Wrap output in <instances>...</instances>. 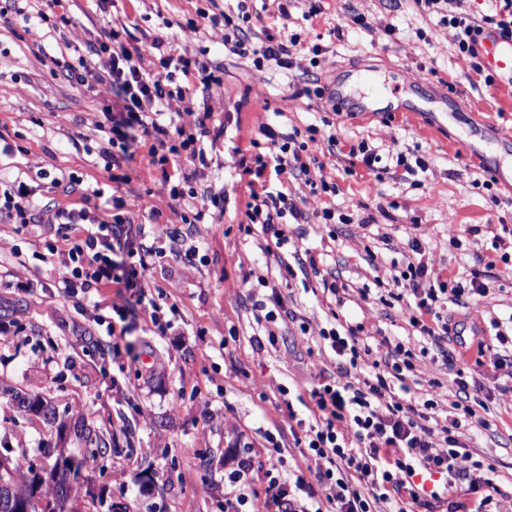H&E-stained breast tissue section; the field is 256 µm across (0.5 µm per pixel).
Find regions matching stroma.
Masks as SVG:
<instances>
[{
	"instance_id": "35a3bbf8",
	"label": "stroma",
	"mask_w": 512,
	"mask_h": 512,
	"mask_svg": "<svg viewBox=\"0 0 512 512\" xmlns=\"http://www.w3.org/2000/svg\"><path fill=\"white\" fill-rule=\"evenodd\" d=\"M242 1L263 18L253 28L254 44L299 33L304 47L323 48L315 67L288 70L269 61L255 68L225 50L220 25L181 35L201 0H112L105 12L97 0H68L69 22L57 28L15 14L0 20V173L24 180L44 202L55 196V177L108 182L100 151L109 138L104 109L112 87L79 84L54 67L53 56L73 58L111 21L143 48L146 71L158 69L160 54L145 42L160 34L173 38L180 53L205 54L224 67L222 85H194L192 102L206 104L224 125L223 137L203 143L207 182L227 196L224 220L187 228L183 245L195 249L194 263L164 257L152 269L163 306L176 308L165 334L140 315L127 336L112 341L106 330L115 292L59 298V270L42 260L49 246L64 247L69 228L48 233L32 224L19 232L0 223V443L33 456L44 444L76 445L58 424L18 408L14 391L51 397L59 411L110 434L114 453L94 463L81 489L96 512H224L239 459L252 458L251 488L263 495L268 484L260 464L276 448L285 469L306 471L293 432L309 413L298 401L286 406L281 392H305L330 368L333 354L318 333L337 318L363 327L374 358L385 356L389 338L419 350L408 322L412 298L389 306L379 300L381 288L405 269L411 241L429 247L434 281L476 268L478 258L493 260L489 296L448 308L464 339L480 329L495 348L491 319L512 316V259L500 260L512 256V185L484 186L491 169L512 166V156L491 146L480 166L457 146L487 123L512 132V89L486 84L485 72L458 51L455 29L415 0H321L314 17L308 0H215L233 17ZM367 68L397 101L432 111L439 129L426 130L410 112L388 118L331 111L321 90L334 75ZM263 123L315 125L321 136L338 139L312 171L331 193L313 196L303 178L266 173L271 191L302 200L309 215L307 224L292 226L294 245L286 250H267L260 225L244 214L248 190L238 160L265 145ZM363 142L379 156L374 168L362 161ZM150 150L147 142L138 148L120 193L135 201V222L179 226L170 184L150 164ZM401 156L424 158L428 168L406 170L397 164ZM326 208L347 215L348 223H322ZM452 233L460 247L450 245ZM305 250L346 285L343 307L319 274L297 272L294 254ZM271 283L297 319L274 325V342L259 349L254 337L266 327L252 301L267 297ZM303 323L308 331H300ZM114 346L118 362H104ZM459 366L492 392L483 426L463 428L460 439L495 465L502 489L512 488V391L497 390L490 367L470 359Z\"/></svg>"
}]
</instances>
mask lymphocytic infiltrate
<instances>
[{
	"mask_svg": "<svg viewBox=\"0 0 512 512\" xmlns=\"http://www.w3.org/2000/svg\"><path fill=\"white\" fill-rule=\"evenodd\" d=\"M496 12L475 19L454 15L447 23L457 31L460 53L474 55L473 44L483 25H495L505 35H512V0H495ZM241 24L219 20L208 8L196 10L186 32H198L205 24H223L224 46L240 57H252L255 67L275 61L285 69L293 68L299 34L287 40L267 38L264 45L251 41L246 23L249 13H242ZM162 39H153L152 48L161 52L157 71L148 72L141 65L139 48L125 44L119 30L103 29L88 43L75 62H62L67 76L91 86L107 82L117 95L105 116L111 120V135L102 154L111 182H118L117 172L131 160L140 140H152L151 161L181 169L177 184L171 186L172 208L178 209L185 224L224 218V194L199 189L206 180L209 162L201 137L207 136L209 112H201L196 131H186L164 112L165 103L191 99L189 87L177 85L176 75L195 78L210 86L218 83L217 65L205 58L188 57L175 49H163ZM260 133L267 140V154L240 159L243 174L253 177L245 215L250 223L261 225L276 248L291 240L289 223L302 224L308 219L295 199L283 192L263 189L267 168L276 174L292 173L304 177L310 194L327 192V185L310 176L311 164L317 163L323 145H336L335 135L319 141L315 135H302L299 129L288 131L263 124ZM191 163V172H183V163ZM54 187L64 195H80L83 207L68 208L53 203L39 205L34 190L24 181L0 176V222L28 226L66 224L78 233L64 250L50 249L45 262L61 270L58 294L71 296L75 290L132 293L151 322H159L160 307L152 293L151 271L156 264L153 251L146 246L147 234H166V227L134 223L133 203L120 196L104 205L103 215L90 211L91 200L104 196L101 188L84 186L76 175L54 180ZM394 289L407 293L414 301L409 322L419 333L420 351L404 344L389 343L383 360L372 357V348L361 335L360 326L343 325L323 328L319 337L328 343L336 356V376L322 379L309 391L307 409L310 422L301 424L295 446L314 464L313 478L282 473V457L270 456L264 470L270 493H236L224 501V512H512L507 494L496 483V468L473 455L461 442L457 432L477 415L470 405L472 393L482 392L483 384L468 380L456 369L451 384L460 400L451 404L443 420H435L439 381L429 383L428 390L412 393L410 380L417 375L418 355L435 352L446 365L454 366V351L449 342L455 328L443 309L447 305L467 306L490 293L481 272H473L469 283L449 279L431 284L428 278L427 249L412 242L406 267L392 278ZM409 394L400 402L397 392ZM441 474L446 478L444 491H428L413 481L417 472Z\"/></svg>",
	"mask_w": 512,
	"mask_h": 512,
	"instance_id": "1",
	"label": "lymphocytic infiltrate"
}]
</instances>
